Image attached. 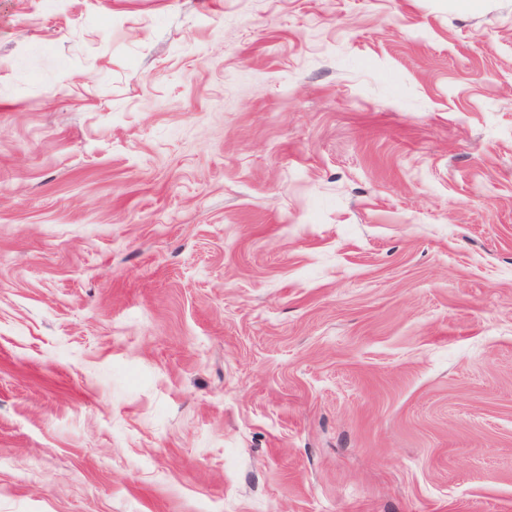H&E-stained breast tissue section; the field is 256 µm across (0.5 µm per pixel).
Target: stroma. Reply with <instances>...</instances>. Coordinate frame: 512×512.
Instances as JSON below:
<instances>
[{
  "mask_svg": "<svg viewBox=\"0 0 512 512\" xmlns=\"http://www.w3.org/2000/svg\"><path fill=\"white\" fill-rule=\"evenodd\" d=\"M0 512H512V0H0Z\"/></svg>",
  "mask_w": 512,
  "mask_h": 512,
  "instance_id": "1",
  "label": "stroma"
}]
</instances>
